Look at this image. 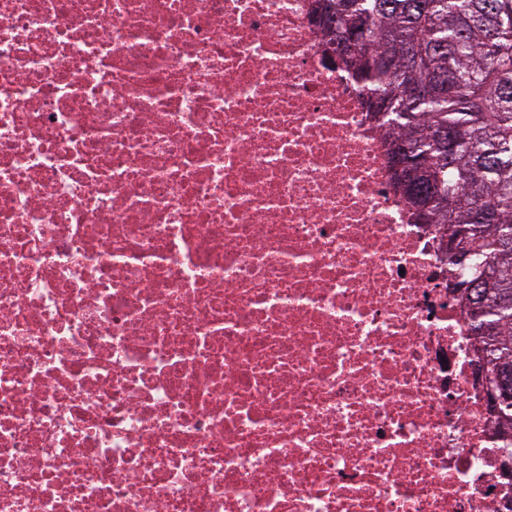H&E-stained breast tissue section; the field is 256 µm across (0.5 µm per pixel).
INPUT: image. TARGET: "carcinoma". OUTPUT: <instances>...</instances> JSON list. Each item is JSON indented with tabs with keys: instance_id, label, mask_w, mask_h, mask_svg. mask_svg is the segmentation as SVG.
<instances>
[{
	"instance_id": "obj_1",
	"label": "carcinoma",
	"mask_w": 512,
	"mask_h": 512,
	"mask_svg": "<svg viewBox=\"0 0 512 512\" xmlns=\"http://www.w3.org/2000/svg\"><path fill=\"white\" fill-rule=\"evenodd\" d=\"M325 50L368 98L378 122L415 159L398 182L422 224L459 238L448 266L480 297L460 292L486 374L512 368V0H315ZM351 42V52L336 41ZM417 84L422 97L409 94ZM454 132L443 150L437 133ZM502 451L512 457V402L500 408Z\"/></svg>"
}]
</instances>
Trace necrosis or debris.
<instances>
[{
	"label": "necrosis or debris",
	"mask_w": 512,
	"mask_h": 512,
	"mask_svg": "<svg viewBox=\"0 0 512 512\" xmlns=\"http://www.w3.org/2000/svg\"><path fill=\"white\" fill-rule=\"evenodd\" d=\"M312 6L0 0V512H512Z\"/></svg>",
	"instance_id": "obj_1"
}]
</instances>
